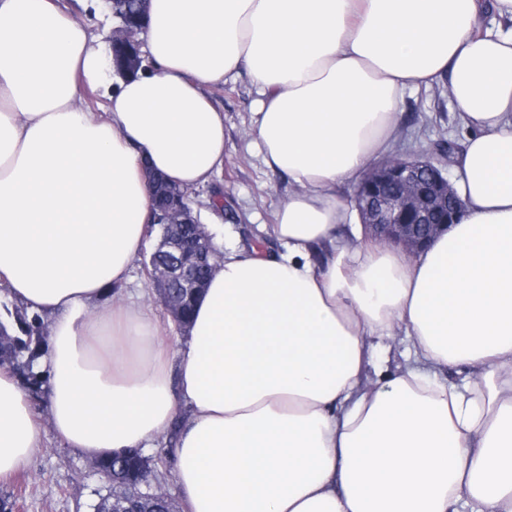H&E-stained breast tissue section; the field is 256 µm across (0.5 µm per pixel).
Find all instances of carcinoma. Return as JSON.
<instances>
[{
  "mask_svg": "<svg viewBox=\"0 0 512 512\" xmlns=\"http://www.w3.org/2000/svg\"><path fill=\"white\" fill-rule=\"evenodd\" d=\"M170 294L183 305L182 323L191 317L195 292L181 288L170 289ZM0 308V366L7 364L22 379L33 399L40 400L47 393V372L37 369L45 351V324L41 318H32L9 301H1ZM99 467L109 472L112 486L106 493L98 494L90 505L91 512H112L119 508L124 512H175L173 500L145 489L167 471V455L145 460L141 450L97 459Z\"/></svg>",
  "mask_w": 512,
  "mask_h": 512,
  "instance_id": "carcinoma-1",
  "label": "carcinoma"
}]
</instances>
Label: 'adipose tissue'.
I'll use <instances>...</instances> for the list:
<instances>
[{
	"mask_svg": "<svg viewBox=\"0 0 512 512\" xmlns=\"http://www.w3.org/2000/svg\"><path fill=\"white\" fill-rule=\"evenodd\" d=\"M483 0H149L154 71L57 0H0V296L45 322L55 437L90 458L174 448L184 512H512V30ZM247 69L251 133L293 189L286 251L224 248L177 348L130 271L153 222L149 172L193 192L224 169L209 88ZM448 81L475 133L461 220L420 253L338 239L337 195L396 135L407 89ZM102 111L80 104L84 89ZM404 325L415 363L367 388ZM474 382L439 385L435 369ZM43 445L0 367V477Z\"/></svg>",
	"mask_w": 512,
	"mask_h": 512,
	"instance_id": "adipose-tissue-1",
	"label": "adipose tissue"
}]
</instances>
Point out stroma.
<instances>
[{
	"label": "stroma",
	"instance_id": "1",
	"mask_svg": "<svg viewBox=\"0 0 512 512\" xmlns=\"http://www.w3.org/2000/svg\"><path fill=\"white\" fill-rule=\"evenodd\" d=\"M211 97L224 112V171L208 188L196 195L201 224L210 228L211 239L244 247L264 245L281 250L270 236L277 204L291 188L286 175L265 167L250 134L255 88L247 73L214 86ZM472 131L458 119L448 94L436 88L406 92L394 152L418 154L432 143L445 139L462 150ZM220 198L224 206L221 228H211L207 204ZM44 422L43 446L29 464L13 476L0 478V498L9 500L12 512H90V505L108 482L91 469L88 459L73 448L62 446L48 422V402L36 403Z\"/></svg>",
	"mask_w": 512,
	"mask_h": 512
}]
</instances>
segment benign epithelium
<instances>
[{
  "instance_id": "1",
  "label": "benign epithelium",
  "mask_w": 512,
  "mask_h": 512,
  "mask_svg": "<svg viewBox=\"0 0 512 512\" xmlns=\"http://www.w3.org/2000/svg\"><path fill=\"white\" fill-rule=\"evenodd\" d=\"M117 23L112 28V49L125 55L126 62L116 65L119 75L135 72L143 60L139 34L142 28L127 22L114 11V0H106ZM390 180L402 185L395 197L386 196L381 188ZM361 216L365 238L376 242H392L414 254L425 247L445 227L456 223L462 213V200L447 176L445 164L431 155H398L374 164L361 179L354 196ZM448 207V220L441 224H412L407 217L425 219L439 203ZM193 200L184 191L172 193L157 209L155 221L163 229L161 243L152 254L147 276L156 288L159 300L174 322L181 319L178 300L167 294L169 288L204 287L199 270L213 271L217 251L212 240L196 216ZM185 226L194 228L192 244L185 245L176 235Z\"/></svg>"
}]
</instances>
